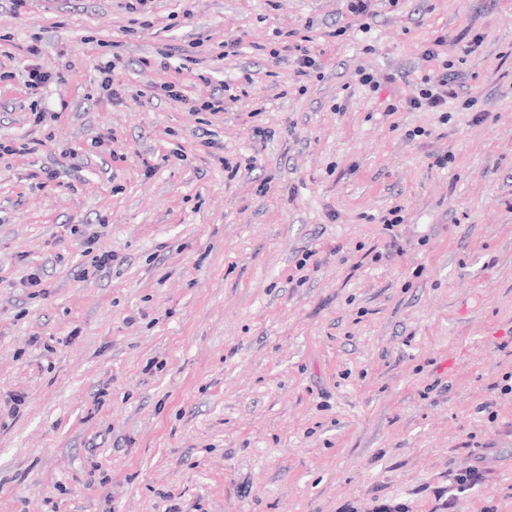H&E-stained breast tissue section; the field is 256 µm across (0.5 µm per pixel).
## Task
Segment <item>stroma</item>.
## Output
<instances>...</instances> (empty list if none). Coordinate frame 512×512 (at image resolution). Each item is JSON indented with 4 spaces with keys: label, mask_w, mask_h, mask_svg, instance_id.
Here are the masks:
<instances>
[{
    "label": "stroma",
    "mask_w": 512,
    "mask_h": 512,
    "mask_svg": "<svg viewBox=\"0 0 512 512\" xmlns=\"http://www.w3.org/2000/svg\"><path fill=\"white\" fill-rule=\"evenodd\" d=\"M148 7L0 0V512H512V0ZM439 38L471 108L359 84ZM38 55L39 48L36 45L27 46L25 51L27 80L25 84L26 88L31 90L33 94L44 87L51 78V74L44 71L42 65L37 61Z\"/></svg>",
    "instance_id": "stroma-1"
}]
</instances>
